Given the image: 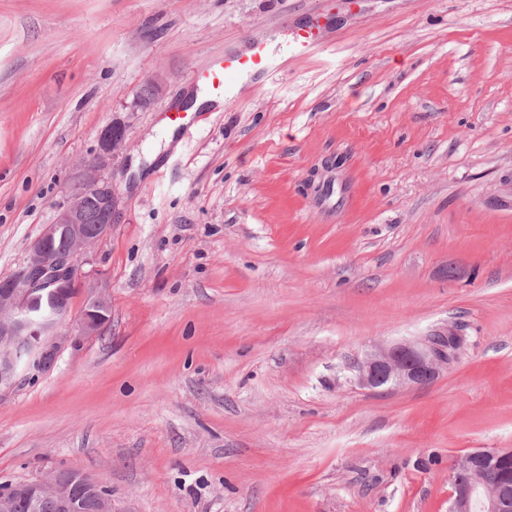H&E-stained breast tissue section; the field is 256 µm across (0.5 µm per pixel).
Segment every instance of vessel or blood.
<instances>
[{
	"label": "vessel or blood",
	"mask_w": 512,
	"mask_h": 512,
	"mask_svg": "<svg viewBox=\"0 0 512 512\" xmlns=\"http://www.w3.org/2000/svg\"><path fill=\"white\" fill-rule=\"evenodd\" d=\"M322 34L320 19H312L289 29L283 42L267 38L253 40L246 51H228L208 68L200 71L197 80L215 97L231 99L239 86L274 70L279 57L288 53L301 56L311 52Z\"/></svg>",
	"instance_id": "vessel-or-blood-1"
}]
</instances>
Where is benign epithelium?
Segmentation results:
<instances>
[{
	"label": "benign epithelium",
	"instance_id": "1",
	"mask_svg": "<svg viewBox=\"0 0 512 512\" xmlns=\"http://www.w3.org/2000/svg\"><path fill=\"white\" fill-rule=\"evenodd\" d=\"M93 156L79 165L72 182L64 187V203L53 223L44 225L31 244L19 271L0 282V393L11 391L19 378L50 370L61 352L81 338L100 333L111 313L106 281L83 270L91 250L112 231L116 201L112 182L104 175L119 152L126 148L125 128L117 122L104 126L97 136ZM100 200L98 222L90 225L85 200ZM66 249L53 248L56 239ZM77 286L85 306L77 314L68 307L44 306L53 296L52 286ZM461 344L452 330L436 331L421 341L381 346L358 367V384L364 388L426 385L448 364ZM512 458V449L474 448L456 459L451 468L449 512H512V486L489 484L485 474ZM94 497L97 512H112V498L100 493V483L75 469H50L26 483V507L36 512L42 499H55L61 512H79L74 485Z\"/></svg>",
	"mask_w": 512,
	"mask_h": 512
}]
</instances>
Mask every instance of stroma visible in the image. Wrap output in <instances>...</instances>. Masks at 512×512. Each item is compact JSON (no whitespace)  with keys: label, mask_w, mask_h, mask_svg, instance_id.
Masks as SVG:
<instances>
[{"label":"stroma","mask_w":512,"mask_h":512,"mask_svg":"<svg viewBox=\"0 0 512 512\" xmlns=\"http://www.w3.org/2000/svg\"><path fill=\"white\" fill-rule=\"evenodd\" d=\"M316 15L312 52L169 134L198 70ZM113 121L111 319L0 394V483L448 512L453 461L512 448V0H0V279ZM454 328L430 384H357L375 347Z\"/></svg>","instance_id":"1"}]
</instances>
